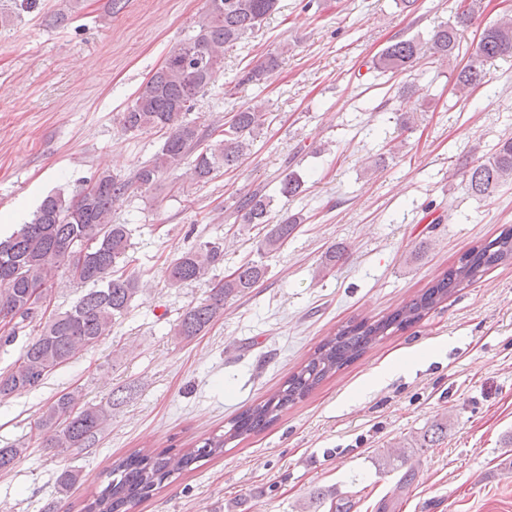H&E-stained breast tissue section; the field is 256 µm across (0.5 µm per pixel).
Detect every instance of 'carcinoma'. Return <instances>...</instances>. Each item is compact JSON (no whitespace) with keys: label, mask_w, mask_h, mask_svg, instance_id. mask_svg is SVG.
<instances>
[{"label":"carcinoma","mask_w":512,"mask_h":512,"mask_svg":"<svg viewBox=\"0 0 512 512\" xmlns=\"http://www.w3.org/2000/svg\"><path fill=\"white\" fill-rule=\"evenodd\" d=\"M6 2L7 7L0 6L3 25L10 22L12 15L30 12L39 4V0ZM61 5L50 16L54 25L72 20L80 9V0H61ZM276 6L277 0H206L196 34L168 53L162 66L141 85L133 104L122 113L121 124L126 132H164L165 139L154 160L138 167L127 179L102 172L86 192L68 199L61 195L46 197L30 222L19 225L9 237L0 238V323L11 325V332L0 336L1 345L14 341L19 324L37 317L31 303L32 289L40 288L45 297L52 292L51 284L58 272H70L61 245L86 249L82 274L72 276V281L83 288V294L70 309L46 320L15 366L0 372V400L39 386L79 350L93 347L110 335L112 326L129 311L140 288L137 275L125 269L132 246L131 230L126 224L112 223V210L119 202L132 190L150 186L160 174L174 172L184 164L189 166L193 180L206 183L220 169L233 168L251 154L254 136L267 121L263 106L248 104L238 110L217 140L213 139L214 132L200 129L187 119V114L212 82L224 52L260 27ZM479 9L477 0H462L455 24L438 26L424 42L414 38L392 42L375 59L374 68L396 74L424 58L433 64L451 62L460 49L461 32L472 24ZM504 56H512V15L508 13L483 31L468 63L456 73V92L463 97L485 84V64ZM279 63L280 54H269L248 72L247 80H261ZM511 180L512 138L499 142L489 156L463 173L467 191L477 198L489 196ZM303 186L300 174L292 170L281 178L279 193L295 197L303 192ZM273 202V196L258 188L234 203L237 223L243 228L252 224L267 226L263 239L257 243V251L264 254L280 250L303 224L298 213H284L273 220ZM509 259L512 260V230L465 253L457 267L389 316L373 323L349 324L328 337L291 375L285 389L239 413L227 433L213 435L199 448L182 454L137 450L119 459L108 472L111 480L85 501L82 512H130L169 477L188 470L197 459L223 453L226 441L266 430L279 412L306 397L326 377L387 335L388 330L418 323L458 289L477 282L487 270ZM223 260L221 244L208 241L170 262L167 283L179 288L204 279ZM266 275L263 262H244L212 288L204 300L185 310L174 325V336L190 340L200 335L224 313L227 301L249 294ZM81 400L78 391L63 393L34 422L43 448L62 461L56 481L63 492L79 479V473L65 464V458L94 447L114 406L109 400L103 404H83ZM446 431L448 421L437 419L422 439L411 440L408 447L427 448ZM27 452L24 442L0 448V474L11 472Z\"/></svg>","instance_id":"carcinoma-1"}]
</instances>
